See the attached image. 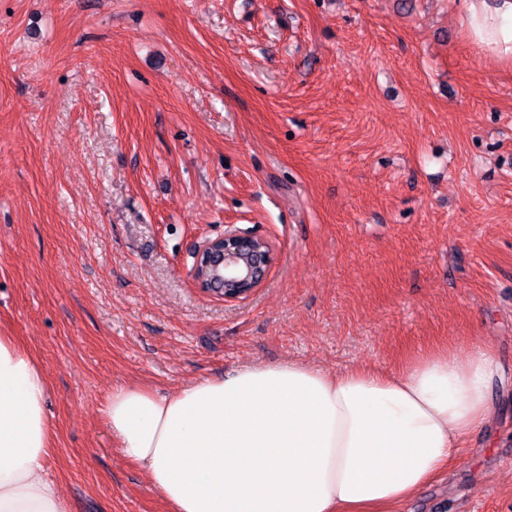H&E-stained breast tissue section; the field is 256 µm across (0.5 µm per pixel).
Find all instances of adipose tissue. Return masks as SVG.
Segmentation results:
<instances>
[{
  "instance_id": "obj_1",
  "label": "adipose tissue",
  "mask_w": 512,
  "mask_h": 512,
  "mask_svg": "<svg viewBox=\"0 0 512 512\" xmlns=\"http://www.w3.org/2000/svg\"><path fill=\"white\" fill-rule=\"evenodd\" d=\"M465 39L512 65V0H459ZM490 352L448 345L397 370L245 366L160 395L112 393L102 415L168 512H398L490 420ZM44 372L0 336V512H70L45 474Z\"/></svg>"
}]
</instances>
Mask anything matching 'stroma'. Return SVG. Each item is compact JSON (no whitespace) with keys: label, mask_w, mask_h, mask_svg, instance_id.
<instances>
[{"label":"stroma","mask_w":512,"mask_h":512,"mask_svg":"<svg viewBox=\"0 0 512 512\" xmlns=\"http://www.w3.org/2000/svg\"><path fill=\"white\" fill-rule=\"evenodd\" d=\"M228 224L276 261L226 304L191 268ZM0 334L71 512H167L116 389L487 345L490 425L402 512H512V66L455 0H0Z\"/></svg>","instance_id":"1"}]
</instances>
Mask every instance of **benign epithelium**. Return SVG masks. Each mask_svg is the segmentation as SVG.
Listing matches in <instances>:
<instances>
[{
  "label": "benign epithelium",
  "mask_w": 512,
  "mask_h": 512,
  "mask_svg": "<svg viewBox=\"0 0 512 512\" xmlns=\"http://www.w3.org/2000/svg\"><path fill=\"white\" fill-rule=\"evenodd\" d=\"M274 262L271 244L261 235L227 224L224 235L206 238L198 246L193 280L200 292L210 294V275H224L222 300L243 301L265 282Z\"/></svg>",
  "instance_id": "7a95c632"
}]
</instances>
